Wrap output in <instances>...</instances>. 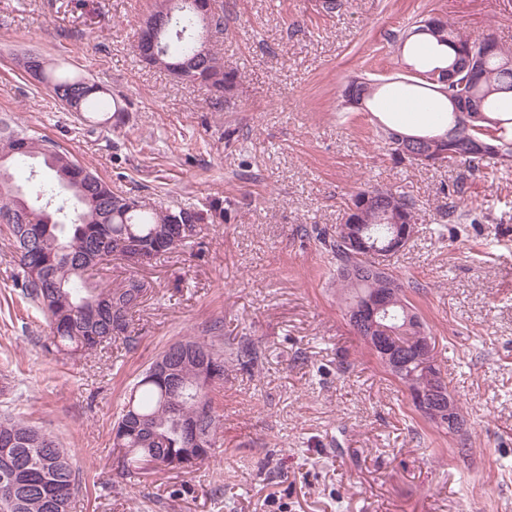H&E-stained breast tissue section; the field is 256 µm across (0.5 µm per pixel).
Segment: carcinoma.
I'll list each match as a JSON object with an SVG mask.
<instances>
[{
    "mask_svg": "<svg viewBox=\"0 0 512 512\" xmlns=\"http://www.w3.org/2000/svg\"><path fill=\"white\" fill-rule=\"evenodd\" d=\"M205 0H156L154 8L160 22L149 33L159 54L158 68L180 83L198 85L220 103L234 95L238 69L224 62V54L204 42L212 26L224 24V17L206 10ZM427 37L451 50L441 65L426 53L419 54L420 68L414 70L416 87L413 101L425 108L448 111V99L435 93L430 77L450 72L460 64L461 46L472 39L454 21ZM512 50L498 44L483 57L465 86L472 97L474 111L455 125L457 160L468 165L505 162L485 156L475 148L482 141L496 146L502 155L512 156V119L485 123L487 112L512 113ZM25 71L54 90L74 95L72 111L86 112L108 95V89L83 76L52 74L46 69ZM396 131L380 127L379 138L391 158L401 163L404 157L393 147ZM9 154L8 170L27 164L35 173L34 182L18 195L0 188V216L11 215L14 222L5 225L11 236L18 264L16 281L21 293L49 322L50 343L65 355H83L103 349L121 338L130 344L132 315L140 306L144 285L128 277L118 283L89 281V270L105 258L120 257L128 241L157 258L191 243L182 237L177 247L172 238L181 224H222L227 210L224 201L214 198L202 206L178 205L149 207L135 199L118 196L112 186L97 174L73 160L60 146L27 134L10 125L0 126V154ZM68 184L71 193L60 192ZM372 190L366 185L347 199L346 207L356 206L358 223L376 236H383L379 220L386 212L400 208L404 223L416 225L415 203L404 191L379 189L380 196L368 205H360L361 196ZM319 246L336 265V293L344 313L371 293H386L395 298L384 321L395 339L412 347L431 335L416 312L407 292L411 284L391 271L383 276L373 272L376 259L356 254L338 230L312 227ZM213 336H189L168 346L161 354L169 367L183 376L143 372L130 388L127 402L114 423L113 447L124 452L134 466L181 469L184 454H194L196 465L209 463L222 428L220 415L212 412L201 417L194 410L195 399L214 404L213 394L224 385V349L217 339L220 326L211 328ZM260 359L258 347L247 341L237 349L235 361L246 370ZM208 361L214 374L201 375L196 361ZM206 446L202 452L193 447L194 433ZM77 487V474L70 450L63 448L46 431L27 421L0 416V512H70Z\"/></svg>",
    "mask_w": 512,
    "mask_h": 512,
    "instance_id": "obj_1",
    "label": "carcinoma"
}]
</instances>
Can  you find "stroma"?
<instances>
[{"label": "stroma", "mask_w": 512, "mask_h": 512, "mask_svg": "<svg viewBox=\"0 0 512 512\" xmlns=\"http://www.w3.org/2000/svg\"><path fill=\"white\" fill-rule=\"evenodd\" d=\"M153 0H0V120L44 136L113 188L152 205L223 199L228 219L144 267L113 259L99 277L147 293L138 341L83 356L46 349L50 328L20 296L0 234V413L26 419L74 454L70 512H512V165L394 162L379 114L410 94L412 57L390 42L411 22L451 18L512 48V0H216L211 43L239 79L215 103L140 62ZM36 55L111 90L123 120L94 125L19 63ZM381 80L368 111L342 108L350 77ZM398 188L417 231L389 259L436 338L473 455L424 420L346 325L332 265L302 226L335 229L357 187ZM463 184L470 219L451 224ZM221 325L219 447L194 470L128 466L112 427L138 377L173 342ZM261 352L246 371L241 340Z\"/></svg>", "instance_id": "obj_1"}]
</instances>
